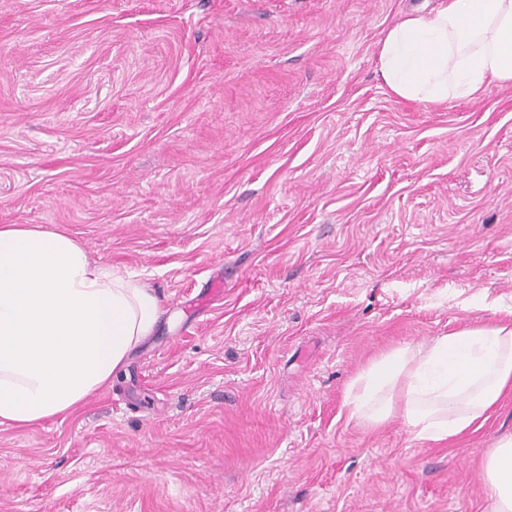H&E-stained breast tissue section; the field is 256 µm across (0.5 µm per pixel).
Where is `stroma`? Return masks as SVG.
Wrapping results in <instances>:
<instances>
[{"instance_id": "35a3bbf8", "label": "stroma", "mask_w": 512, "mask_h": 512, "mask_svg": "<svg viewBox=\"0 0 512 512\" xmlns=\"http://www.w3.org/2000/svg\"><path fill=\"white\" fill-rule=\"evenodd\" d=\"M434 4L0 0V225L165 309L65 418L0 426V512H489L512 388L439 442L344 406L375 357L512 326V86L432 104L379 72Z\"/></svg>"}]
</instances>
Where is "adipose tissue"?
<instances>
[{"mask_svg": "<svg viewBox=\"0 0 512 512\" xmlns=\"http://www.w3.org/2000/svg\"><path fill=\"white\" fill-rule=\"evenodd\" d=\"M380 75L401 99L444 103L512 85V0H438L411 11L378 46ZM163 313L140 280L90 260L68 232L0 225V425L69 414L108 385ZM512 387V328L465 329L403 346L349 385V418L400 413L415 438L440 441L484 422ZM490 512H512V434L483 462Z\"/></svg>", "mask_w": 512, "mask_h": 512, "instance_id": "obj_1", "label": "adipose tissue"}]
</instances>
